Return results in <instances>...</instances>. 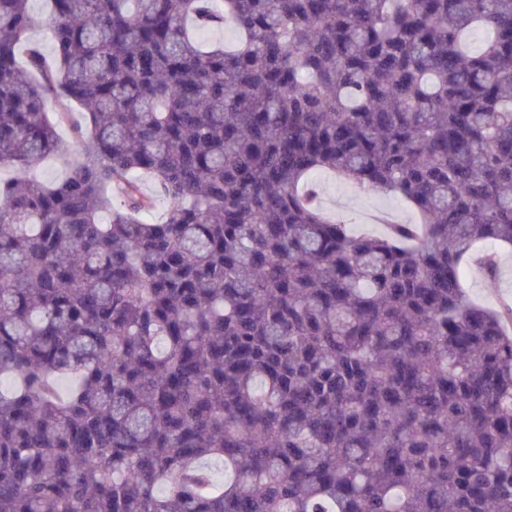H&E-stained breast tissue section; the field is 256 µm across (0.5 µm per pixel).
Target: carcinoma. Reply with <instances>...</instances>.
I'll return each instance as SVG.
<instances>
[{"label":"carcinoma","instance_id":"cac0c4a2","mask_svg":"<svg viewBox=\"0 0 512 512\" xmlns=\"http://www.w3.org/2000/svg\"><path fill=\"white\" fill-rule=\"evenodd\" d=\"M29 2L0 0V512H512V301L463 290L512 246V0ZM317 171L420 223L352 232Z\"/></svg>","mask_w":512,"mask_h":512}]
</instances>
